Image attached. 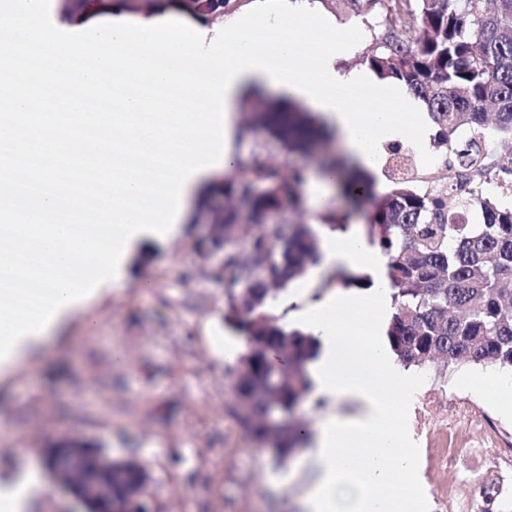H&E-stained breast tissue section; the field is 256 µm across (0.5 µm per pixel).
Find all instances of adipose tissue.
Instances as JSON below:
<instances>
[{"mask_svg":"<svg viewBox=\"0 0 512 512\" xmlns=\"http://www.w3.org/2000/svg\"><path fill=\"white\" fill-rule=\"evenodd\" d=\"M323 266L369 273V294L337 291L325 303L308 307L299 328L320 341L311 372L316 396L336 400L343 410L317 428L305 466L311 473L302 498L304 512H413L412 462L402 449L412 398L421 376L404 370L382 338L389 314L384 259L371 248L360 224L320 231ZM85 302L59 310L35 336L19 339L11 357L0 361V382L11 378L32 354L85 309ZM47 481L29 463L0 475V512H30Z\"/></svg>","mask_w":512,"mask_h":512,"instance_id":"adipose-tissue-1","label":"adipose tissue"}]
</instances>
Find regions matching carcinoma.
<instances>
[{
  "label": "carcinoma",
  "mask_w": 512,
  "mask_h": 512,
  "mask_svg": "<svg viewBox=\"0 0 512 512\" xmlns=\"http://www.w3.org/2000/svg\"><path fill=\"white\" fill-rule=\"evenodd\" d=\"M388 2L397 6V18L368 64L423 103L448 151V171L464 190L422 191L412 179L389 175L390 191L378 194L375 182L345 161L327 166L341 172L345 192L355 197L360 187L369 201L367 236L386 258L394 309L387 338L398 359L415 366L439 361L512 371V180L502 192H480L486 181L512 175V162H496L480 148L487 139L512 140V0ZM406 15L421 27L413 48L396 35ZM253 114L257 128L289 154L317 151L328 138L297 105L260 102ZM257 179L268 190L252 199L248 249L224 251V267L233 272L224 283V319L247 340L233 383L240 423L258 447L283 460L305 437V425L290 415L311 390L307 365L319 344L309 334L285 330L265 307L317 264L320 251L311 225L277 219L299 206L303 173L290 168L285 175L260 156L249 175L224 181L212 242H230L240 219L231 201L248 195ZM475 195L481 223L469 224L465 216L473 206L467 199ZM57 475L72 486L94 485L112 495V502L100 504L112 512H133L142 494L137 465L109 467L92 452H77Z\"/></svg>",
  "instance_id": "cac0c4a2"
}]
</instances>
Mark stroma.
<instances>
[{
  "mask_svg": "<svg viewBox=\"0 0 512 512\" xmlns=\"http://www.w3.org/2000/svg\"><path fill=\"white\" fill-rule=\"evenodd\" d=\"M339 28L359 26L364 38L343 55L342 68H364L384 40L381 8L354 14L344 0H309ZM251 108L236 114L237 172L255 155L302 168L315 180L324 156L339 154L330 142L325 155L286 154L269 136L249 129ZM211 209L196 207L180 239L136 258L128 279L105 301L91 303L58 332L44 352L30 357L14 378L0 383V473L29 460L61 438L90 442L116 460L146 464L151 512H299L308 482L300 466L308 448L284 462L256 447L239 422L229 373L237 359L224 344L244 345L224 321V281L215 278L205 254ZM436 384L483 416L498 447L512 448V417L472 387L465 375L482 376L474 364L423 367ZM424 476L415 512H464L463 498L480 512H512V494L499 479H512V462L500 478L490 476L479 430L457 435L447 471L431 469L425 440L407 438Z\"/></svg>",
  "mask_w": 512,
  "mask_h": 512,
  "instance_id": "obj_1",
  "label": "stroma"
}]
</instances>
